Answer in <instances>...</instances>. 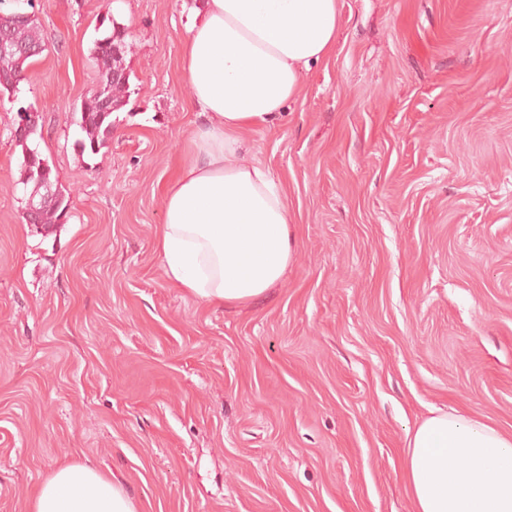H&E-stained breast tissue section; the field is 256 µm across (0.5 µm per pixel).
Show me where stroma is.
Listing matches in <instances>:
<instances>
[{
    "mask_svg": "<svg viewBox=\"0 0 512 512\" xmlns=\"http://www.w3.org/2000/svg\"><path fill=\"white\" fill-rule=\"evenodd\" d=\"M202 0H38L48 45L0 94V512L75 460L141 512H410L406 428L512 431V0H340L334 54L244 136L285 192L294 257L249 307L167 280L163 195L200 118L181 48ZM129 75L79 156L105 17ZM69 195L22 217L16 111Z\"/></svg>",
    "mask_w": 512,
    "mask_h": 512,
    "instance_id": "1",
    "label": "stroma"
}]
</instances>
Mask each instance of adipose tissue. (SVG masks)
I'll list each match as a JSON object with an SVG mask.
<instances>
[{
  "label": "adipose tissue",
  "instance_id": "obj_1",
  "mask_svg": "<svg viewBox=\"0 0 512 512\" xmlns=\"http://www.w3.org/2000/svg\"><path fill=\"white\" fill-rule=\"evenodd\" d=\"M339 0H205L181 64L202 118L163 196L156 252L170 283L212 306L264 299L293 258L283 188L243 157V131L297 99L336 48ZM412 512H512V433L440 409L407 431ZM33 512H139L111 475L70 461L35 490Z\"/></svg>",
  "mask_w": 512,
  "mask_h": 512
}]
</instances>
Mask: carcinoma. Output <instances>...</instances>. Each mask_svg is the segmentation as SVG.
<instances>
[{
    "instance_id": "obj_1",
    "label": "carcinoma",
    "mask_w": 512,
    "mask_h": 512,
    "mask_svg": "<svg viewBox=\"0 0 512 512\" xmlns=\"http://www.w3.org/2000/svg\"><path fill=\"white\" fill-rule=\"evenodd\" d=\"M4 35L17 44H24L35 50L26 59L19 56L0 57V90L17 92L20 83L25 79V71L32 59L46 50V43L41 37L35 13L19 14L16 12L0 15V36ZM126 31L112 23V28L94 41L93 59L101 64V78L109 79L112 72L120 73V79L112 83V95L107 105L97 99L86 96L82 99L78 110L73 112L72 125L76 130L74 147L79 154L93 156L100 152L107 141L112 138V113L118 111L124 103V89L128 76L123 66V55L115 54L114 48L124 51ZM42 140L41 129L35 125L26 137H16V146L21 148L22 162L20 183L31 187V193L40 195L43 192L42 182L49 180L57 184L53 170L40 150ZM69 198L57 192L55 203L43 209L38 216L42 230L49 233L61 218L68 215Z\"/></svg>"
}]
</instances>
